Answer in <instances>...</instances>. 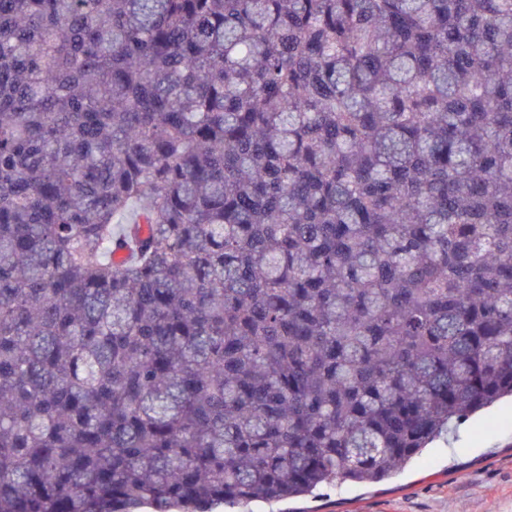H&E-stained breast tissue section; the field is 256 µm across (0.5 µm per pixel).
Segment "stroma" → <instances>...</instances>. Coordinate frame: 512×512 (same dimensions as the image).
<instances>
[{
  "instance_id": "stroma-1",
  "label": "stroma",
  "mask_w": 512,
  "mask_h": 512,
  "mask_svg": "<svg viewBox=\"0 0 512 512\" xmlns=\"http://www.w3.org/2000/svg\"><path fill=\"white\" fill-rule=\"evenodd\" d=\"M213 512H512V399L460 421L382 482Z\"/></svg>"
}]
</instances>
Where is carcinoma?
I'll return each mask as SVG.
<instances>
[{"label": "carcinoma", "instance_id": "cac0c4a2", "mask_svg": "<svg viewBox=\"0 0 512 512\" xmlns=\"http://www.w3.org/2000/svg\"><path fill=\"white\" fill-rule=\"evenodd\" d=\"M506 394L512 0H0V512L379 482Z\"/></svg>", "mask_w": 512, "mask_h": 512}]
</instances>
